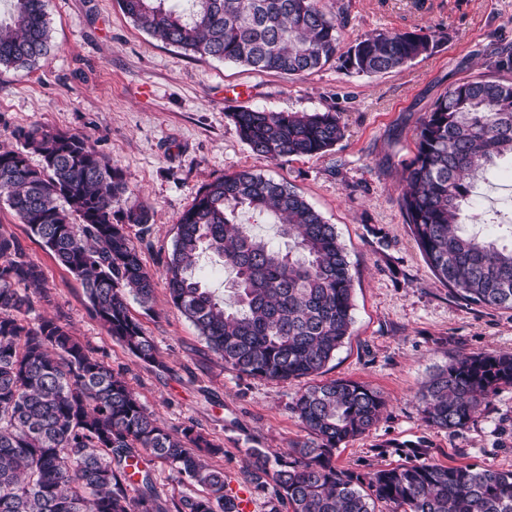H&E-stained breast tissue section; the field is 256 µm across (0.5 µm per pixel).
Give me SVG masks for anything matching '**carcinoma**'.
Returning <instances> with one entry per match:
<instances>
[{"mask_svg": "<svg viewBox=\"0 0 512 512\" xmlns=\"http://www.w3.org/2000/svg\"><path fill=\"white\" fill-rule=\"evenodd\" d=\"M320 0H120L156 40L201 57L289 76L337 59L355 74L399 69L436 48L433 35L378 32L341 53L338 18ZM50 52L44 0H11L0 20V65L30 67ZM495 76L452 85L421 118L405 166L400 208L440 283L461 299L512 310V222L490 237L464 224L463 208L499 160L512 159V49L497 53ZM241 140L272 161L312 157L344 137L340 113L240 109ZM38 153L0 151V197L85 290L88 309L112 338L146 364H161L152 337L129 310L148 307L155 276L130 229L149 230L143 205L120 168L86 139L38 126L16 132ZM245 211L277 226L283 248L239 220ZM223 259L229 293L199 276L203 255ZM172 304L224 365L253 378L286 381L321 373L350 335L353 275L336 227L298 192L250 170L203 187L180 218L163 273ZM51 302L40 265L0 228V512H240L224 472L201 453L223 448L192 427H162L124 378L59 318L27 319L33 294ZM503 385L512 355L462 354L418 392L425 422L465 427ZM386 408L380 392L350 379L310 385L292 412L311 436L287 453L252 448L254 489H275L269 512H512V471L399 464L363 478L336 467V448L369 433ZM161 459L204 488L168 505L146 457ZM140 477L130 498L128 483Z\"/></svg>", "mask_w": 512, "mask_h": 512, "instance_id": "carcinoma-1", "label": "carcinoma"}]
</instances>
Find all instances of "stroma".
<instances>
[{
  "mask_svg": "<svg viewBox=\"0 0 512 512\" xmlns=\"http://www.w3.org/2000/svg\"><path fill=\"white\" fill-rule=\"evenodd\" d=\"M341 13V44L383 30L432 32L437 46L377 76L331 61L289 77L200 58L139 28L117 0H45L51 53L32 68L0 67V147L19 148L18 129L39 126L84 137L124 173L129 203L149 207L137 239L157 274L152 310L131 303L154 338L160 363L134 358L92 317L80 281L31 237L0 198V226L39 264L52 295L29 320L61 318L75 336L123 375L168 429L186 426L221 446L206 463L231 486H246V451H287L304 438L290 410L307 382L266 381L226 367L171 303L161 273L177 225L201 187L248 169L287 181L336 227L354 277L351 334L324 369L379 391L387 407L369 434L336 450L337 467L367 474L431 461L512 470V385L464 428L428 426L417 393L455 357L512 353V311L468 303L437 281L405 222L398 199L419 121L458 80L491 73V56L512 45V0H321ZM241 90L228 102L225 89ZM340 112L345 136L326 153L272 161L240 139L230 109ZM512 218V161L476 189L471 213Z\"/></svg>",
  "mask_w": 512,
  "mask_h": 512,
  "instance_id": "35a3bbf8",
  "label": "stroma"
}]
</instances>
